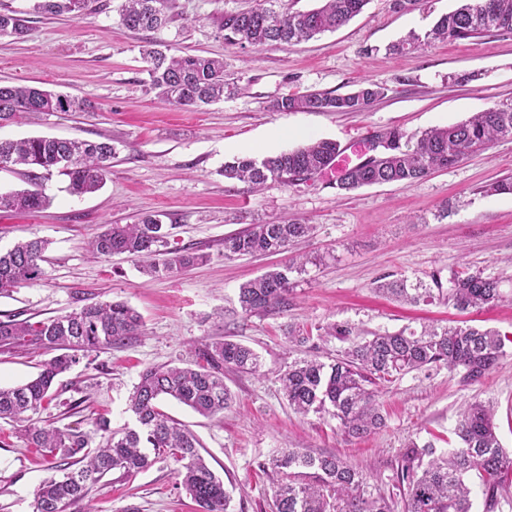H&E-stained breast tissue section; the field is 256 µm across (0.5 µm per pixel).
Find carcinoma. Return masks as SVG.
<instances>
[{
	"instance_id": "cac0c4a2",
	"label": "carcinoma",
	"mask_w": 512,
	"mask_h": 512,
	"mask_svg": "<svg viewBox=\"0 0 512 512\" xmlns=\"http://www.w3.org/2000/svg\"><path fill=\"white\" fill-rule=\"evenodd\" d=\"M37 14L80 16L87 0H32ZM317 8L288 12L276 8L277 0L224 13L216 19L228 46L264 48L295 45L334 31L359 15L369 0H320ZM175 0H120L119 21L137 31L157 32L173 19ZM512 30V0H460L452 12L441 15L425 34V43L467 39L483 32ZM32 28L24 13L0 10V37L24 38ZM415 35L391 46L400 52L421 43ZM147 86L169 104L198 108L224 99L233 88L224 79V59L177 54L156 45L141 52ZM384 88L370 84L344 95L308 91L288 93L272 103L281 112H363ZM86 98L45 90L37 86H0V121L22 114L81 112L90 107ZM380 158L359 162L340 172L336 186L350 192L385 183L413 185L432 171L447 169L468 154L485 149L499 139L512 138V103L496 104L468 119L432 128L420 136L399 128L383 133ZM115 149L111 140L88 141L47 136L0 140V170L23 165L30 168L28 187L0 192V213L37 212L51 202L44 181L57 171L68 176V191L83 196L98 191L110 174ZM339 153L332 140L322 139L257 161L237 159L224 164L227 179L252 184L258 191L270 183L288 184L330 170ZM172 226L163 214L145 212L131 224H106L91 241V252L109 259L124 255L144 264L149 273L169 275L193 265L201 255L187 248H168ZM313 226L294 219L281 224H253L224 238V257L281 252ZM49 241L34 238L0 251V297L24 285L42 282ZM303 261L291 259L239 288L242 315L281 314L288 310L290 274L302 270ZM433 286L418 279L383 282L377 289L412 304L443 300L459 311L479 308L501 298L498 280L480 273L459 272L445 288L432 276ZM141 315L127 303L112 301L84 305L70 312L32 322L7 317L0 320V346L26 353L56 351L41 364L37 377L15 387H0V419L23 427L29 447L50 459L52 474L34 493L32 512H68L85 500L89 489L106 475L130 477L150 465L146 449L152 448L178 464L177 476L199 512H229L231 497L224 481L201 455L197 437L172 419L162 407L172 398L205 417H217L231 408L233 395L224 384V371L260 374V356L249 346L224 338L194 345L187 366L145 368L129 397L135 416L132 428H110L107 417L93 420V429L43 426L39 416L55 399L53 386L81 358L103 348L118 347L142 333ZM328 336L350 341L344 353L326 364L303 357L279 371L278 381L288 407L306 416L313 412L339 421L343 433L362 439L384 425L375 386L391 384L400 376L427 366H443L459 375L462 386L481 382L506 355L507 338L492 329L472 326H424L350 339L354 329L331 323ZM459 444L440 451L426 442L411 441L397 459L398 496H386L349 460L331 453L303 448H280L260 468L272 477L274 512H473L469 477L479 479L489 506L497 504L503 477L512 473V452L500 443L494 409L482 402L470 404L454 429ZM101 444L91 447L94 438Z\"/></svg>"
}]
</instances>
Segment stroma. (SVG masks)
I'll return each instance as SVG.
<instances>
[{
    "label": "stroma",
    "instance_id": "obj_1",
    "mask_svg": "<svg viewBox=\"0 0 512 512\" xmlns=\"http://www.w3.org/2000/svg\"><path fill=\"white\" fill-rule=\"evenodd\" d=\"M247 4L177 0L174 20L150 34L120 25L118 0H91L80 17L36 16L27 38L0 37V84L39 86L92 103L86 112L0 126V138L108 139L116 151L98 192L70 195L67 177L56 172L45 182L51 198L46 209L0 213L1 250L33 237L50 242L46 280L0 297V319L38 321L110 300L127 302L143 319L141 335L92 353L61 375L42 420L88 431L103 413L112 428L134 424L127 400L141 371L181 363L191 343L229 335L260 355L263 375L225 372L234 403L218 417H202L173 400L164 409L199 438L202 455L231 495V512H272L271 485L259 465L279 448L340 455L392 493L393 467L407 443L455 447L458 415L474 401L493 405L500 442L511 451L512 349L475 385L462 386L447 368L431 367L381 388L386 425L362 440L347 437L336 420L295 414L276 375L312 350L328 363L340 356L347 341L319 335L334 322L366 338L424 323L511 334L512 194L491 195L485 187L512 178V139L411 186L388 183L348 193L337 189L329 172L256 191L225 179L221 170L237 158L259 160L294 149L309 137L343 147L390 127L417 135L512 100V32L491 30L394 55L389 44L411 32L424 34L459 0H419L409 10L370 0L346 26L296 46H226L215 20ZM150 39L223 57L225 77L237 92L198 110L160 101L145 84L140 55ZM368 82L381 85L384 95L365 112L272 107L289 92L346 94ZM142 212L164 213L173 226L170 246L193 248L202 262L154 278L126 256H91L89 242L103 224H129ZM286 217L312 224L313 232L281 254L225 258V236ZM317 255L322 263L292 273L288 312L243 318L241 284L289 258ZM462 271L497 279L503 300L462 313L438 302L403 304L376 290L385 277L426 281L437 273L447 280ZM292 330L316 337L315 346L290 343ZM175 469L172 459L158 457L133 477L109 474L92 489L90 505L95 512H197ZM48 475L38 449L15 424L0 420V512H32L34 492Z\"/></svg>",
    "mask_w": 512,
    "mask_h": 512
}]
</instances>
